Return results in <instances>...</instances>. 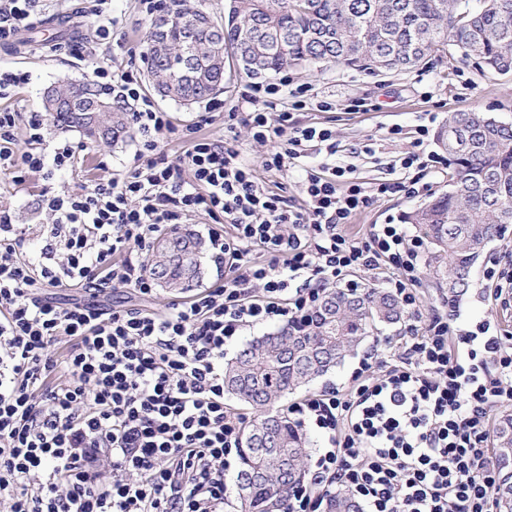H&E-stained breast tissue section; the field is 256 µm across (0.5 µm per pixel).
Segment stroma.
I'll use <instances>...</instances> for the list:
<instances>
[{
	"instance_id": "obj_1",
	"label": "stroma",
	"mask_w": 512,
	"mask_h": 512,
	"mask_svg": "<svg viewBox=\"0 0 512 512\" xmlns=\"http://www.w3.org/2000/svg\"><path fill=\"white\" fill-rule=\"evenodd\" d=\"M109 7L116 24L107 43L94 38L89 0H52L41 11V18H53L54 27L40 31L30 44L0 48V70L25 73L27 80L14 88L11 95L0 98V110L25 112L40 107L44 90L63 79L90 78L96 65L111 66L113 74L127 70L143 72L142 52L150 25L141 11L139 0H111ZM294 78L309 83L318 95L336 100L340 108L331 112L309 111L298 118L307 124L332 129L339 151L336 160L353 169L360 181L374 183L385 177L389 167L414 149L417 126L437 128L450 113L475 109L512 124V74L479 72L458 56L433 59L425 68L411 73L366 75L339 65L319 64L311 72H295ZM351 98H366L375 106L371 112H347L342 108ZM401 127L402 140L387 139L390 127ZM69 139L79 142L83 151L75 168L54 183V190L78 191L103 176L105 170H120L131 165L137 150L136 131L128 129L122 141L111 148H101L71 131ZM449 169L411 168L399 171L402 182L421 185L419 196L398 191L376 200L349 224V233H364L372 224H384L403 212L428 200L432 194L448 188ZM43 183L31 177L13 184L0 173V205L10 208L15 223L38 230L44 217L40 205ZM512 268V228L491 242L471 272V286L462 296L466 318L478 322L495 318L504 330L512 332V308L504 309L487 299L489 284L483 276L488 261ZM221 279L210 257H203L197 284L185 290L159 287L155 296L142 300L126 289L106 290L100 300L108 306L146 305L163 310L173 300L184 299L203 289L220 284Z\"/></svg>"
}]
</instances>
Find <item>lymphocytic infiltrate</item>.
<instances>
[{
  "label": "lymphocytic infiltrate",
  "mask_w": 512,
  "mask_h": 512,
  "mask_svg": "<svg viewBox=\"0 0 512 512\" xmlns=\"http://www.w3.org/2000/svg\"><path fill=\"white\" fill-rule=\"evenodd\" d=\"M36 3L0 0V46L32 24ZM93 81L134 107L133 166L46 197L49 222L35 245L0 208V512H224L243 424L224 402L228 343L250 326L309 317L336 278L357 270L382 276L409 326L381 376L370 353L348 387L289 406V419L325 445L284 512H326L338 487L365 512H497L489 421L512 403V334L491 319L464 325L456 300L422 312L425 242L408 225L347 233L398 184L363 186L337 165L333 131L296 118L334 102L284 75L247 84L232 107L209 102L177 129L145 101L134 72L98 66ZM216 112L223 134L200 136ZM48 124L37 110L0 111V172L14 184L32 175L50 184L73 166L76 146L48 140ZM241 125L266 146V171L303 170L301 204L259 180L238 145ZM174 133L190 144L179 160L160 147ZM312 153L322 158L315 168ZM199 215L211 219L201 235L221 285L161 311L95 301L116 286L151 297L142 256ZM58 288L78 296L60 303Z\"/></svg>",
  "instance_id": "obj_1"
}]
</instances>
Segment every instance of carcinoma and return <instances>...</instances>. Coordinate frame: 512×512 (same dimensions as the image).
I'll use <instances>...</instances> for the list:
<instances>
[{
	"label": "carcinoma",
	"instance_id": "carcinoma-1",
	"mask_svg": "<svg viewBox=\"0 0 512 512\" xmlns=\"http://www.w3.org/2000/svg\"><path fill=\"white\" fill-rule=\"evenodd\" d=\"M166 32L167 51L150 44ZM144 61L153 88L189 106L224 88L218 63L229 52L240 70L259 78L318 64L417 70L449 49L482 70L512 73V0H230L219 22L200 0H168L151 23ZM50 125L76 129L112 145L126 128L120 103L85 82V98L71 108L43 105ZM452 175L448 191L401 215L429 245L428 276L459 298L490 242L512 224V126L476 111L454 112L435 133ZM203 242L174 227L157 241L148 271L167 288H188L200 274ZM391 293L370 286L331 288L307 323H288L250 341L224 368V389L255 411L243 434L236 477L238 512H283L305 477L309 439L277 406L280 398L340 366L373 335L401 322ZM495 453L512 461V414L497 424ZM499 512H512V483L500 484ZM328 512H361L347 491L331 495Z\"/></svg>",
	"mask_w": 512,
	"mask_h": 512
}]
</instances>
